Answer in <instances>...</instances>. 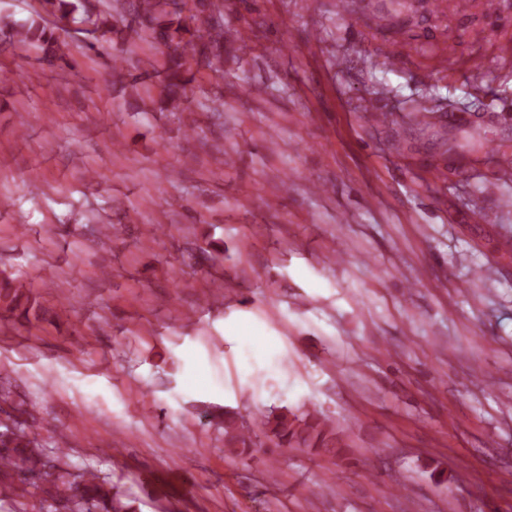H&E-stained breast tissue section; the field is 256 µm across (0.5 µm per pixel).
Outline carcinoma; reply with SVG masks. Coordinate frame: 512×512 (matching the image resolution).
<instances>
[{"label":"carcinoma","instance_id":"cac0c4a2","mask_svg":"<svg viewBox=\"0 0 512 512\" xmlns=\"http://www.w3.org/2000/svg\"><path fill=\"white\" fill-rule=\"evenodd\" d=\"M100 0H42V9L62 18L72 17L82 32H112V18L125 20L129 12L151 21L150 37L171 49L165 58V97L176 102L185 95L182 72L189 61L216 70L224 60V10L216 3L183 0L176 10L168 0H138L126 3L114 0L113 9L100 10ZM0 30L20 43L42 48L61 58L66 56V43L46 33L36 23L21 28L0 19ZM28 297L17 289L0 288V304L14 311L28 312ZM270 442L280 448H311L319 454L342 457L347 444L326 419L316 412L302 417L279 414L267 420ZM62 441L53 448H41L31 431L29 419L14 417L0 421V512H26L33 500L38 512H58L66 504L67 512H136L135 501L112 481L93 472L76 474L68 461V453L60 450ZM224 445L237 455L252 451L253 442L238 427L234 415L224 413Z\"/></svg>","mask_w":512,"mask_h":512}]
</instances>
